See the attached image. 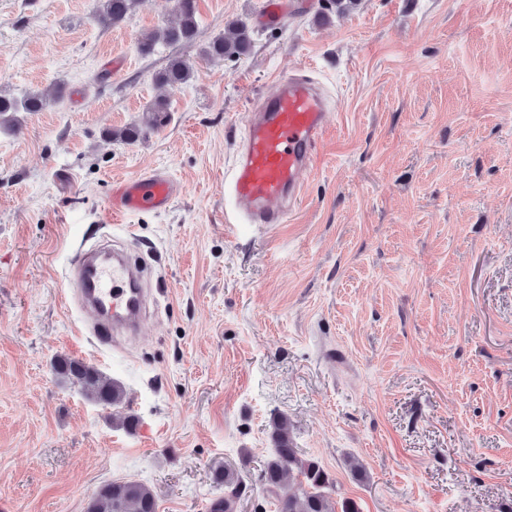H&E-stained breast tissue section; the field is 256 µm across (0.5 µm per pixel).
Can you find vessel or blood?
<instances>
[{
  "mask_svg": "<svg viewBox=\"0 0 512 512\" xmlns=\"http://www.w3.org/2000/svg\"><path fill=\"white\" fill-rule=\"evenodd\" d=\"M328 100L306 75L279 79L247 126L235 154L229 194L235 224H283L302 199L303 177L313 166L327 129ZM179 192L163 172L152 171L115 186L109 199L113 217L166 211ZM81 308L92 311L99 334H137L150 293L145 268L124 249L105 241L80 250L68 271Z\"/></svg>",
  "mask_w": 512,
  "mask_h": 512,
  "instance_id": "1",
  "label": "vessel or blood"
}]
</instances>
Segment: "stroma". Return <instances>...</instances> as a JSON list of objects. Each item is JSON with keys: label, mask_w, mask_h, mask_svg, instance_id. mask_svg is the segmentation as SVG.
I'll return each mask as SVG.
<instances>
[{"label": "stroma", "mask_w": 512, "mask_h": 512, "mask_svg": "<svg viewBox=\"0 0 512 512\" xmlns=\"http://www.w3.org/2000/svg\"><path fill=\"white\" fill-rule=\"evenodd\" d=\"M266 2L197 0L194 42L144 56L174 0L114 28L98 0H0V94L64 87L0 127V512H86L120 479L158 512H208L227 467L253 512L278 413L361 512H512V0H311L263 24ZM236 20L247 56L204 59ZM174 56L191 80L160 126L120 139ZM295 72L332 105L302 202L227 233L237 144ZM152 170L179 187L171 209L113 220V185ZM103 238L156 290L140 335L110 342L66 278ZM59 356L123 402L85 398ZM53 370L97 403L117 405L123 399L124 389L120 382L83 360L60 356L55 359Z\"/></svg>", "instance_id": "obj_1"}]
</instances>
